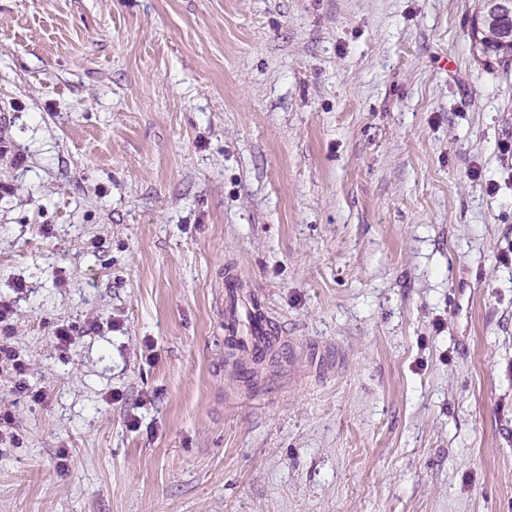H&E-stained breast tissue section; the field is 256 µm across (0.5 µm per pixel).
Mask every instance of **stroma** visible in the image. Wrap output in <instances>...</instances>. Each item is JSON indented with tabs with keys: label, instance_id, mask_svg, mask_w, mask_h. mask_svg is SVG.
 Segmentation results:
<instances>
[{
	"label": "stroma",
	"instance_id": "stroma-1",
	"mask_svg": "<svg viewBox=\"0 0 512 512\" xmlns=\"http://www.w3.org/2000/svg\"><path fill=\"white\" fill-rule=\"evenodd\" d=\"M477 2L0 0V296L50 391L0 373V512H512V66ZM482 2L479 16L473 18L472 21V42L481 55L498 57L503 64L508 66L512 61V53L510 55L508 44L502 43L497 37L499 30L511 27V19L507 16L489 17L487 3L486 1ZM224 288V330L229 333L227 340L252 358L264 357L278 338L277 326L259 300L244 292L236 275H227Z\"/></svg>",
	"mask_w": 512,
	"mask_h": 512
}]
</instances>
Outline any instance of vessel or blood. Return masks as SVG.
<instances>
[{"label": "vessel or blood", "instance_id": "obj_1", "mask_svg": "<svg viewBox=\"0 0 512 512\" xmlns=\"http://www.w3.org/2000/svg\"><path fill=\"white\" fill-rule=\"evenodd\" d=\"M224 329L231 344L255 359L266 355L279 334L259 300L244 292L233 274L224 281Z\"/></svg>", "mask_w": 512, "mask_h": 512}]
</instances>
